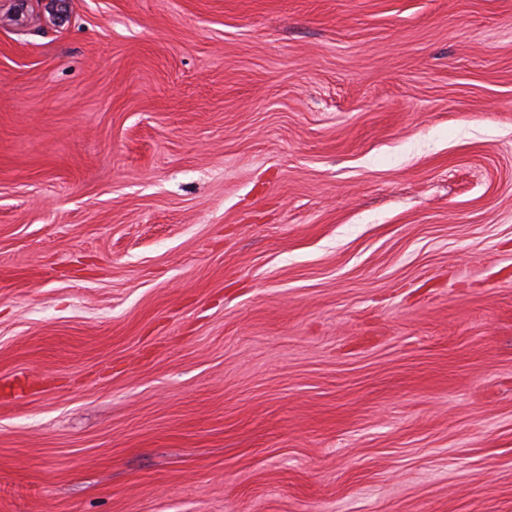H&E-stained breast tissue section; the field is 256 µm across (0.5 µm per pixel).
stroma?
I'll return each mask as SVG.
<instances>
[{"label": "stroma", "mask_w": 512, "mask_h": 512, "mask_svg": "<svg viewBox=\"0 0 512 512\" xmlns=\"http://www.w3.org/2000/svg\"><path fill=\"white\" fill-rule=\"evenodd\" d=\"M0 512H512V0H0Z\"/></svg>", "instance_id": "obj_1"}]
</instances>
